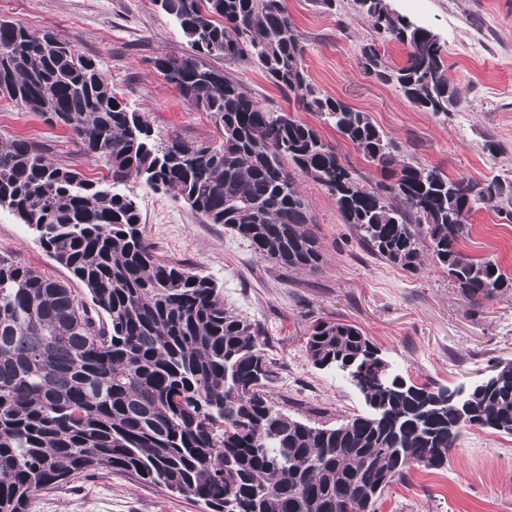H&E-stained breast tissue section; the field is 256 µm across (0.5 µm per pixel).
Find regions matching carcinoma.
Listing matches in <instances>:
<instances>
[{
  "instance_id": "cac0c4a2",
  "label": "carcinoma",
  "mask_w": 512,
  "mask_h": 512,
  "mask_svg": "<svg viewBox=\"0 0 512 512\" xmlns=\"http://www.w3.org/2000/svg\"><path fill=\"white\" fill-rule=\"evenodd\" d=\"M153 2L186 41L153 67L188 108L215 118L220 143L156 145L145 114L129 109L76 40L18 20L0 21V47L9 48L0 54V99L71 131L88 156L105 159L112 185L136 179L172 191L275 265L312 270L322 260L299 190L308 178L390 264L413 269L428 252L477 308L512 290L496 260L462 249L476 210L512 219V178H450L397 158L368 113L310 82L286 0ZM356 13L380 40L407 47L399 66L365 45V71L398 84L414 107L448 115L458 95L432 31L389 0ZM211 59L256 64L387 181L362 180L314 127L270 112ZM0 207L91 300L0 257V512H27L36 493L102 469L191 496L208 512H377L388 486L413 468H444L463 429L512 435V371L463 407L446 390L392 379L370 386L369 413L338 425L288 414L271 395L266 337L224 306L210 278L155 254L136 199L48 160L24 138L0 141ZM306 353L317 368L370 377L378 348L351 323L320 321Z\"/></svg>"
}]
</instances>
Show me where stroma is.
Here are the masks:
<instances>
[{"label":"stroma","instance_id":"35a3bbf8","mask_svg":"<svg viewBox=\"0 0 512 512\" xmlns=\"http://www.w3.org/2000/svg\"><path fill=\"white\" fill-rule=\"evenodd\" d=\"M391 7L436 33L447 52L448 73L461 99L442 116L418 110L398 88L367 74L361 49L371 43L370 23L353 0L336 13L314 0H287L302 35L304 65L313 85L369 113L402 156L448 176L484 180L512 175V0H390ZM0 16L75 39L98 60L114 92L145 113L157 142L218 141L209 113L189 109L177 88L158 73L155 57L183 53L177 24L152 0H0ZM263 106L315 127L343 163L379 181L368 163L319 115L297 108L287 92L254 64L225 63ZM25 138L56 163L111 187L104 160L87 157L71 131L0 101V139ZM142 223L158 256L189 265L213 279L224 305L259 325L275 364L274 393L298 418L333 425L367 412L360 391L335 371L315 368L305 342L320 320L352 323L379 348L392 368L418 386L469 388L512 362V292L476 308L429 261L413 270L393 266L360 243L343 222L335 198L321 184L302 181L324 254L314 271H291L257 257L230 228L210 224L173 193L154 192L129 180ZM464 245L475 258L497 260L512 277V221L491 209L470 219ZM0 256L63 281L88 300L84 285L39 245L35 234L0 207ZM29 512H205L203 504L126 474L100 470L62 488L33 496ZM378 512H512V435L487 428L464 430L441 470L412 469L392 485Z\"/></svg>","mask_w":512,"mask_h":512}]
</instances>
